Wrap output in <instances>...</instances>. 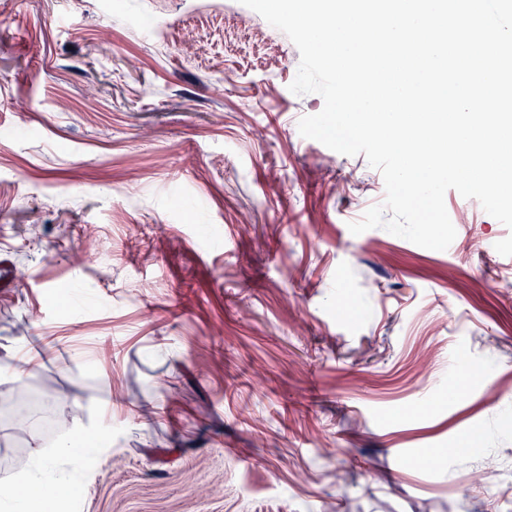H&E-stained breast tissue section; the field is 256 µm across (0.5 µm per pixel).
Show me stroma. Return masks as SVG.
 I'll return each instance as SVG.
<instances>
[{
	"label": "stroma",
	"mask_w": 512,
	"mask_h": 512,
	"mask_svg": "<svg viewBox=\"0 0 512 512\" xmlns=\"http://www.w3.org/2000/svg\"><path fill=\"white\" fill-rule=\"evenodd\" d=\"M260 25L0 0V264L36 281L0 287V370L43 355L0 380V489L79 434L61 512H512V230L451 190L453 251L352 234L383 177L300 135L323 99Z\"/></svg>",
	"instance_id": "obj_1"
}]
</instances>
